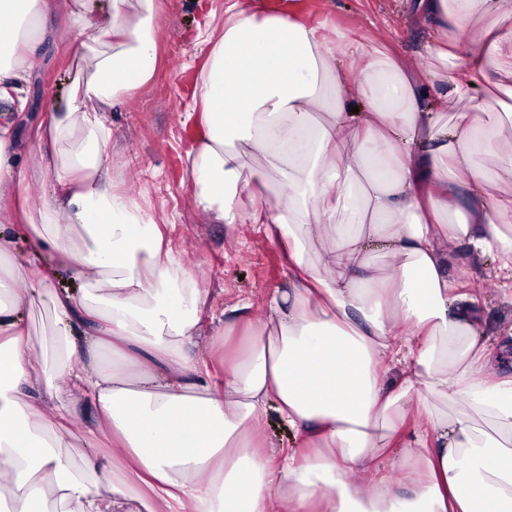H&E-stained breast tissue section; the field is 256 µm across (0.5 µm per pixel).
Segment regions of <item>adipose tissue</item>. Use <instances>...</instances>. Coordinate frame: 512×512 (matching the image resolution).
Wrapping results in <instances>:
<instances>
[{
    "instance_id": "ef3b65f1",
    "label": "adipose tissue",
    "mask_w": 512,
    "mask_h": 512,
    "mask_svg": "<svg viewBox=\"0 0 512 512\" xmlns=\"http://www.w3.org/2000/svg\"><path fill=\"white\" fill-rule=\"evenodd\" d=\"M418 6L433 31L420 67L366 45L343 62L330 19L309 22L296 0H231L200 31L182 176L209 222L259 225L291 280L261 324L249 302L229 310L228 329L249 336L218 371L191 351L206 289L104 178L103 115L154 75L153 0H109L104 13L98 0H0V102L15 110L41 60L22 27L66 14L104 45L26 165L0 121V512H51L52 499L58 512H512V373L481 343L474 291L448 275L463 243L512 288V0ZM435 76L449 91L431 113ZM489 143L506 162L477 168ZM30 165L53 171L59 192L35 211L21 197ZM270 173L288 198L243 211ZM14 233L33 243L22 265ZM61 268L82 295L57 290ZM37 300L63 338L53 362L29 344ZM67 400L94 405L97 430L74 437ZM272 411L298 449L257 450ZM102 430L106 464L76 471L72 443L97 447ZM394 444L408 471L398 488L375 473Z\"/></svg>"
}]
</instances>
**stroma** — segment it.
I'll use <instances>...</instances> for the list:
<instances>
[{
    "instance_id": "35a3bbf8",
    "label": "stroma",
    "mask_w": 512,
    "mask_h": 512,
    "mask_svg": "<svg viewBox=\"0 0 512 512\" xmlns=\"http://www.w3.org/2000/svg\"><path fill=\"white\" fill-rule=\"evenodd\" d=\"M310 17L331 12L337 32L347 40L382 45L391 55L413 62L431 30L419 19L415 0H301ZM223 14L227 0H157V62L153 80L113 106L105 119L112 129L109 176L116 191L135 197L142 211L165 225L166 238L180 264L192 271L208 292L215 321L201 334L213 344L216 365L236 353L240 334L225 337V309L250 301L253 321H263L267 301L289 288L288 268L276 248L254 224H213L196 213L188 185L183 146L184 124L194 102L187 66L195 61L199 4ZM79 26L68 16L49 24L42 47L43 61L28 89L24 113L0 102V120L12 121L21 152L35 149L41 124L67 102L71 80L87 75L80 56L85 48ZM457 287L480 291L479 332L491 343L497 366L512 368V296L505 294L490 265L474 259L458 245L449 269Z\"/></svg>"
}]
</instances>
